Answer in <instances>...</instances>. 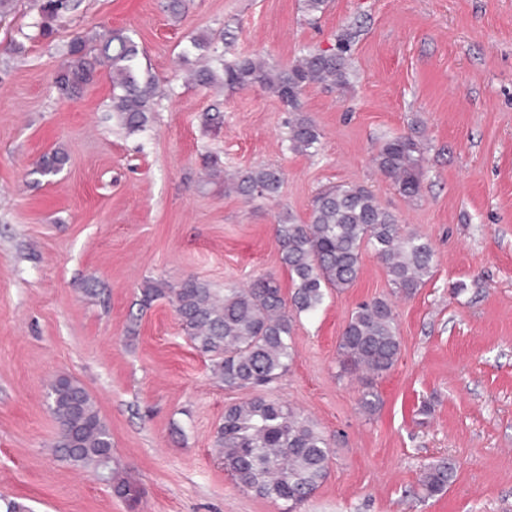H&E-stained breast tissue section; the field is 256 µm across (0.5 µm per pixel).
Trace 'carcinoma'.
<instances>
[{
    "label": "carcinoma",
    "instance_id": "1",
    "mask_svg": "<svg viewBox=\"0 0 512 512\" xmlns=\"http://www.w3.org/2000/svg\"><path fill=\"white\" fill-rule=\"evenodd\" d=\"M80 0H42L34 26L44 37L54 34V22L78 9ZM191 47L200 66L191 80L202 88L217 85L245 88L258 85L276 94L298 113L304 90L317 84L344 90L349 86V55L343 43L327 50L312 49L295 63L276 67L252 57L224 59L215 38L195 36ZM64 60L53 87L66 98L78 96L100 70L112 79V120L128 133L142 132L150 122L156 99L163 95L155 76L141 77L140 50L124 29L75 35L65 45ZM321 133L315 122L298 114L289 122L288 148L299 152L317 149ZM68 162L54 151L42 157L37 172L52 178ZM374 163L408 198L422 190L423 156L420 142L410 134L386 138ZM283 172L261 165L231 178L234 192L247 200L274 198ZM280 260L294 283L284 298L279 283L262 277L246 287L229 286L220 293L210 284L188 278L177 286L147 279L140 305L158 299L173 306L195 349L212 361V374L229 389L268 387L280 380L295 358L293 326L302 314L323 304L327 290L342 292L356 281L366 250L386 266L393 293L413 296L434 269V251L422 235L405 229L398 218L381 207L361 185L330 186L315 197L308 221L292 215L274 228ZM345 370H363L372 377L388 372L398 360L400 338L396 312L387 298L360 303L339 340ZM49 409L65 436H57L56 450L75 465L92 468L106 479L113 494L128 499L131 484L108 467L112 435L87 389L76 379L61 375L51 384ZM214 448L237 487L256 496L298 508L323 483L332 451L312 419L276 398L255 397L224 409L214 437ZM451 459L424 465L419 479L422 493L445 492L455 477Z\"/></svg>",
    "mask_w": 512,
    "mask_h": 512
}]
</instances>
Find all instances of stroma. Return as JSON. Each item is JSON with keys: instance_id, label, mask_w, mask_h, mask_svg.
Masks as SVG:
<instances>
[{"instance_id": "35a3bbf8", "label": "stroma", "mask_w": 512, "mask_h": 512, "mask_svg": "<svg viewBox=\"0 0 512 512\" xmlns=\"http://www.w3.org/2000/svg\"><path fill=\"white\" fill-rule=\"evenodd\" d=\"M39 4L14 0L0 25V512L11 501L31 512H282L236 487L213 450L225 407L258 395L288 402L330 443V472L300 512H512V0H328L315 19L304 0H187L177 18L167 0H81L52 37L5 54ZM111 28L172 83L143 132L113 126L108 73L72 99L52 87L66 42ZM217 32L226 59L279 65L349 40V88L300 99L322 133L316 152L289 150L291 113L272 92L185 82L197 62L184 47ZM208 111L221 120L206 123ZM415 127L423 181L410 200L373 156ZM57 149L68 163L41 177L37 162ZM258 165L283 171L277 199L225 188ZM340 184L365 186L425 237L433 275L392 296L384 263L365 252L351 288L298 318L277 383L224 388L168 300L140 311L148 278L221 289L270 275L290 294L278 217L307 221L317 192ZM387 296L400 355L375 378L369 413L363 382L340 373L338 343L359 303ZM62 374L94 398L136 504L50 451L48 392ZM441 457L454 481L424 497L421 470Z\"/></svg>"}]
</instances>
